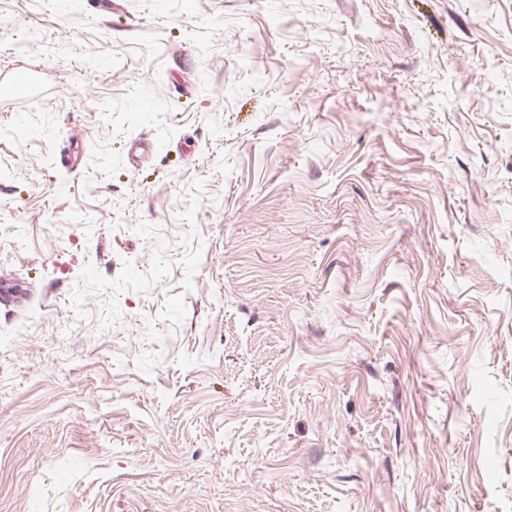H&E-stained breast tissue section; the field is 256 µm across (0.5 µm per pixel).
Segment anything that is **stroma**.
Here are the masks:
<instances>
[{"mask_svg":"<svg viewBox=\"0 0 512 512\" xmlns=\"http://www.w3.org/2000/svg\"><path fill=\"white\" fill-rule=\"evenodd\" d=\"M18 66L0 512H512V0H0ZM37 86V77L27 67H17L0 79V102L19 104L29 98Z\"/></svg>","mask_w":512,"mask_h":512,"instance_id":"obj_1","label":"stroma"}]
</instances>
